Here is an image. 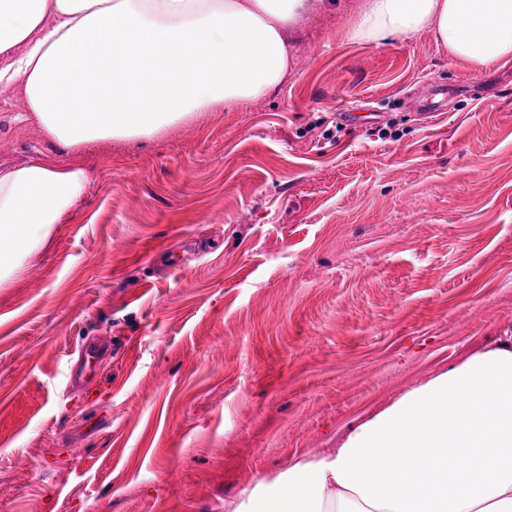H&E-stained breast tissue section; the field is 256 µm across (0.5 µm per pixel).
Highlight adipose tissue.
<instances>
[{"mask_svg":"<svg viewBox=\"0 0 512 512\" xmlns=\"http://www.w3.org/2000/svg\"><path fill=\"white\" fill-rule=\"evenodd\" d=\"M328 0H0V88L63 148L147 140L251 102L288 74L290 32ZM431 33L484 71L512 59V0H363L351 44ZM80 165L0 171V287L82 198ZM225 512H512V333L259 480Z\"/></svg>","mask_w":512,"mask_h":512,"instance_id":"obj_1","label":"adipose tissue"}]
</instances>
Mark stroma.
<instances>
[{"label":"stroma","mask_w":512,"mask_h":512,"mask_svg":"<svg viewBox=\"0 0 512 512\" xmlns=\"http://www.w3.org/2000/svg\"><path fill=\"white\" fill-rule=\"evenodd\" d=\"M361 2L300 21L277 91L149 141L69 152L0 92V168L90 176L0 288V512H224L512 330V61L347 43ZM86 336L116 351L91 407Z\"/></svg>","instance_id":"stroma-1"}]
</instances>
